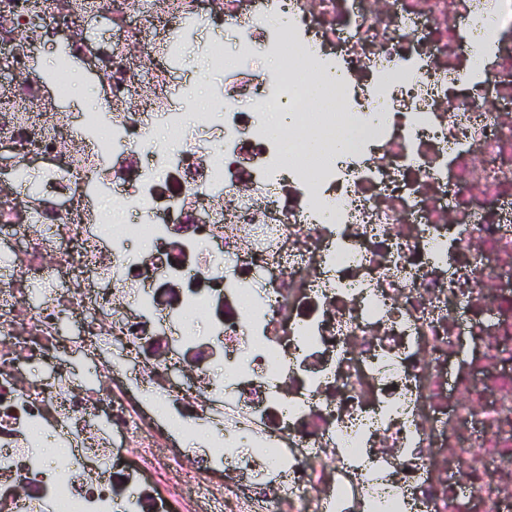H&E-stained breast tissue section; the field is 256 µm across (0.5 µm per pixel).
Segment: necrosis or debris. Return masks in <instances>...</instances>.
I'll list each match as a JSON object with an SVG mask.
<instances>
[{"instance_id":"necrosis-or-debris-1","label":"necrosis or debris","mask_w":512,"mask_h":512,"mask_svg":"<svg viewBox=\"0 0 512 512\" xmlns=\"http://www.w3.org/2000/svg\"><path fill=\"white\" fill-rule=\"evenodd\" d=\"M1 63L0 512H512V0H0ZM188 60L199 75V95L196 102L190 107L188 127L191 131H196L201 123L202 112H205V102L210 91L223 82V76L213 71L207 65L204 57L198 55L193 50L187 52Z\"/></svg>"}]
</instances>
